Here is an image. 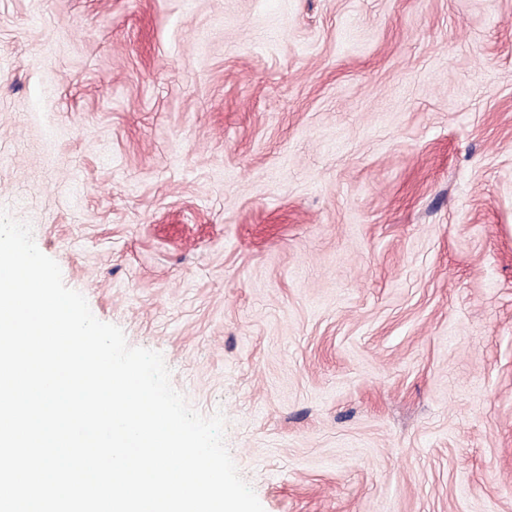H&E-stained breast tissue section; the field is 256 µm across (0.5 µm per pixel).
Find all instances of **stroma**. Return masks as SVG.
Returning a JSON list of instances; mask_svg holds the SVG:
<instances>
[{
	"label": "stroma",
	"instance_id": "1",
	"mask_svg": "<svg viewBox=\"0 0 512 512\" xmlns=\"http://www.w3.org/2000/svg\"><path fill=\"white\" fill-rule=\"evenodd\" d=\"M0 208L264 512H512V0H0Z\"/></svg>",
	"mask_w": 512,
	"mask_h": 512
}]
</instances>
